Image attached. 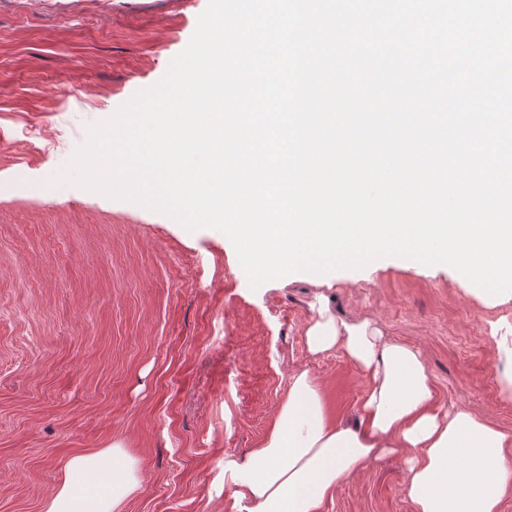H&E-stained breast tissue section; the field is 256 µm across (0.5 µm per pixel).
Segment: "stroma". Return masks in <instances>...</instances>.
Returning a JSON list of instances; mask_svg holds the SVG:
<instances>
[{"instance_id": "1", "label": "stroma", "mask_w": 512, "mask_h": 512, "mask_svg": "<svg viewBox=\"0 0 512 512\" xmlns=\"http://www.w3.org/2000/svg\"><path fill=\"white\" fill-rule=\"evenodd\" d=\"M206 6L0 0V512H43L65 461L116 439L140 462L125 512H239L224 462L265 439L293 370L320 382L329 421L356 412L357 369L306 346L314 274L253 290L221 231L45 185L87 124L165 74ZM326 279L338 316L422 351L435 406L512 436L496 332L512 302L395 257ZM320 512H414L403 460L368 464Z\"/></svg>"}]
</instances>
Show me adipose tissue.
Here are the masks:
<instances>
[{
	"instance_id": "ef3b65f1",
	"label": "adipose tissue",
	"mask_w": 512,
	"mask_h": 512,
	"mask_svg": "<svg viewBox=\"0 0 512 512\" xmlns=\"http://www.w3.org/2000/svg\"><path fill=\"white\" fill-rule=\"evenodd\" d=\"M305 331L315 356L339 353L360 373L355 422L327 420L320 385L295 370L265 440L244 462L228 461L246 512H318L367 464L389 455L407 464L415 512H501L512 486V437L463 407L438 411L421 351L386 338L375 321L337 318L318 298ZM139 463L121 440L69 458L45 512H120L138 489Z\"/></svg>"
}]
</instances>
